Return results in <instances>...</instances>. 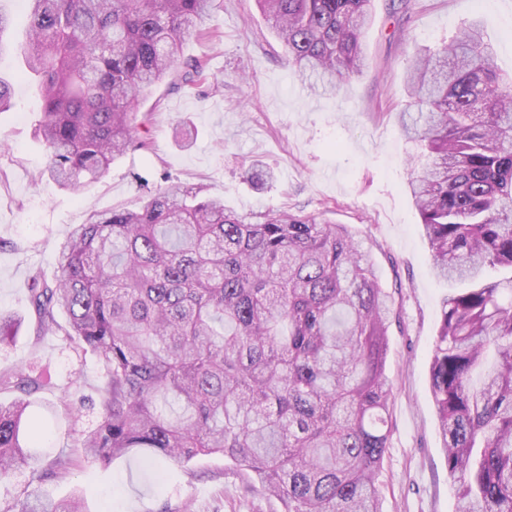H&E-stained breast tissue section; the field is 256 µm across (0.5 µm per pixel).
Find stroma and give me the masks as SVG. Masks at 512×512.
I'll return each mask as SVG.
<instances>
[{
	"label": "stroma",
	"instance_id": "obj_1",
	"mask_svg": "<svg viewBox=\"0 0 512 512\" xmlns=\"http://www.w3.org/2000/svg\"><path fill=\"white\" fill-rule=\"evenodd\" d=\"M12 44L0 53L13 105L0 112V309L23 319L13 343L0 346V369L20 367L40 378L27 399L28 423L43 429L29 465L0 482V512L33 497L61 501L82 493L84 512H283L281 502L219 455L161 463L143 448L101 464L76 446L101 419L105 379L96 354L59 330L44 334L30 302V277L53 278L60 244L90 214L138 210L170 183L201 188L235 214L287 210L343 224L367 248L390 294L392 431L379 477L382 512H455L429 367L447 283L431 267L420 217L405 188L417 152L398 127L409 103V59L440 48L458 27L480 19L495 46L494 62L512 71V0H413L410 16L373 0L363 49L367 66L329 95L301 82L255 0H213L184 44L183 55L206 62L208 81L158 85L137 108L139 147L112 164L101 182L79 193L43 176L45 150L36 133L39 92L24 74L20 43L28 23L22 0H8ZM223 80L215 90L214 80ZM269 170L258 187L253 172ZM76 407L70 419L67 407ZM65 475L48 476L56 458Z\"/></svg>",
	"mask_w": 512,
	"mask_h": 512
}]
</instances>
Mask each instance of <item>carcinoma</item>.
Instances as JSON below:
<instances>
[{
    "label": "carcinoma",
    "instance_id": "carcinoma-1",
    "mask_svg": "<svg viewBox=\"0 0 512 512\" xmlns=\"http://www.w3.org/2000/svg\"><path fill=\"white\" fill-rule=\"evenodd\" d=\"M210 0H25L21 45L38 82L43 174L78 192L133 143L138 102L206 65L183 46ZM295 73L336 92L362 73L372 0H255ZM408 191L437 277L468 287L441 308L430 388L456 512H512V74L470 23L406 75ZM180 184L137 211L92 215L66 237L57 276H32L43 332L102 361L101 420L79 439L108 464L131 448L158 461L221 455L284 512H381L390 437V294L343 224L272 211L252 223ZM21 319L0 312V344ZM38 386L0 370V391ZM28 403H0V482L42 432ZM18 512H82L76 499Z\"/></svg>",
    "mask_w": 512,
    "mask_h": 512
}]
</instances>
